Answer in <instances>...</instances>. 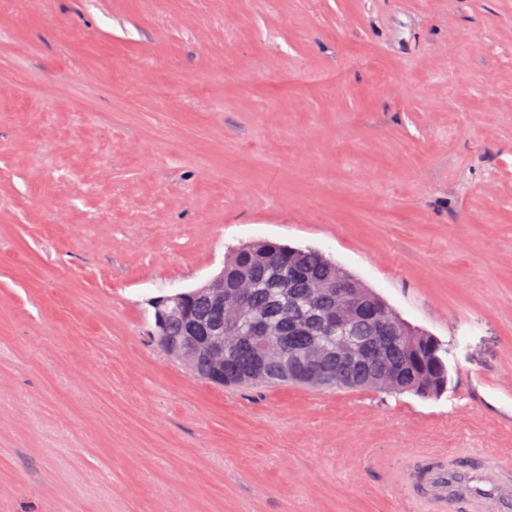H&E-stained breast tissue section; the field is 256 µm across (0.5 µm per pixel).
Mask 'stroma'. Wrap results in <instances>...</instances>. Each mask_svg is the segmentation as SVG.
<instances>
[{"mask_svg": "<svg viewBox=\"0 0 512 512\" xmlns=\"http://www.w3.org/2000/svg\"><path fill=\"white\" fill-rule=\"evenodd\" d=\"M262 239L447 391L192 377L148 299ZM414 448L512 475V0H0V512H438Z\"/></svg>", "mask_w": 512, "mask_h": 512, "instance_id": "stroma-1", "label": "stroma"}]
</instances>
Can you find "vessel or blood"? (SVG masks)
I'll return each mask as SVG.
<instances>
[{
    "instance_id": "obj_1",
    "label": "vessel or blood",
    "mask_w": 512,
    "mask_h": 512,
    "mask_svg": "<svg viewBox=\"0 0 512 512\" xmlns=\"http://www.w3.org/2000/svg\"><path fill=\"white\" fill-rule=\"evenodd\" d=\"M459 487L478 499L495 500L501 512H512V482H488L486 474L475 468L448 466L433 470L430 494L440 505L448 503L449 487Z\"/></svg>"
}]
</instances>
